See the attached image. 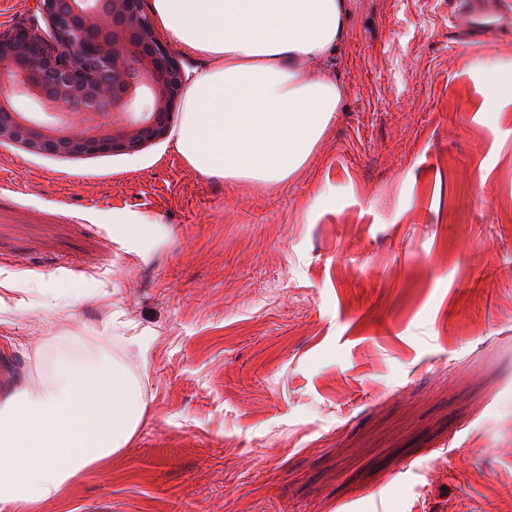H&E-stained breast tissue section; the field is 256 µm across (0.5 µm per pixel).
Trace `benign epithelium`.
I'll list each match as a JSON object with an SVG mask.
<instances>
[{"instance_id": "7a95c632", "label": "benign epithelium", "mask_w": 512, "mask_h": 512, "mask_svg": "<svg viewBox=\"0 0 512 512\" xmlns=\"http://www.w3.org/2000/svg\"><path fill=\"white\" fill-rule=\"evenodd\" d=\"M37 18L0 33V71L13 85L0 86V142L32 154L74 156L134 154L165 137L172 109L183 92L184 74L143 10V0H39ZM143 78L152 91L145 122L93 124L104 112L132 107L130 92ZM23 96L45 113L80 112L78 132L30 121L14 99Z\"/></svg>"}]
</instances>
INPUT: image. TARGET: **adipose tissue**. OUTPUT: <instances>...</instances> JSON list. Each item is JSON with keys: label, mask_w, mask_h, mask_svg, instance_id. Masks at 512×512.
Instances as JSON below:
<instances>
[{"label": "adipose tissue", "mask_w": 512, "mask_h": 512, "mask_svg": "<svg viewBox=\"0 0 512 512\" xmlns=\"http://www.w3.org/2000/svg\"><path fill=\"white\" fill-rule=\"evenodd\" d=\"M154 26L207 59L185 77L172 136L198 173L284 182L341 108L319 71L347 31V0H151ZM146 409L118 362L58 350L39 384L0 403V512L59 497L82 470L124 448Z\"/></svg>", "instance_id": "ef3b65f1"}]
</instances>
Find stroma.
<instances>
[{"mask_svg": "<svg viewBox=\"0 0 512 512\" xmlns=\"http://www.w3.org/2000/svg\"><path fill=\"white\" fill-rule=\"evenodd\" d=\"M488 67L512 70V35L463 41L448 0H349L341 109L285 182L203 177L165 139L0 142V400L59 336L146 402L33 512H502L512 102L489 107ZM117 211L154 244L114 243ZM51 278L71 293L47 307Z\"/></svg>", "mask_w": 512, "mask_h": 512, "instance_id": "35a3bbf8", "label": "stroma"}]
</instances>
